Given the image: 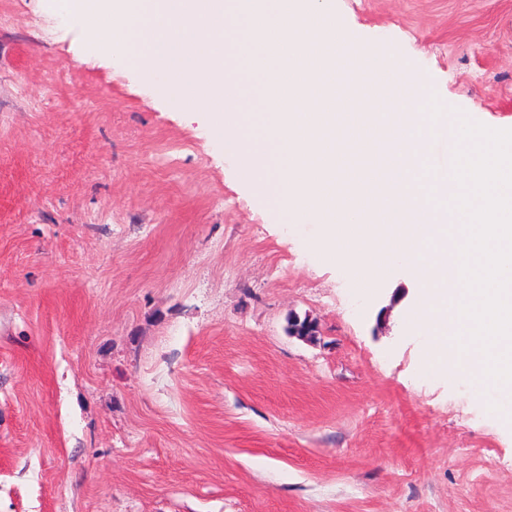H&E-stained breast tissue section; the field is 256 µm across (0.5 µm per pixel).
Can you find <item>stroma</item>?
<instances>
[{"mask_svg":"<svg viewBox=\"0 0 512 512\" xmlns=\"http://www.w3.org/2000/svg\"><path fill=\"white\" fill-rule=\"evenodd\" d=\"M332 7L512 129V0ZM48 13L0 0V512H512V430L422 367L410 269L358 288L167 76Z\"/></svg>","mask_w":512,"mask_h":512,"instance_id":"stroma-1","label":"stroma"}]
</instances>
